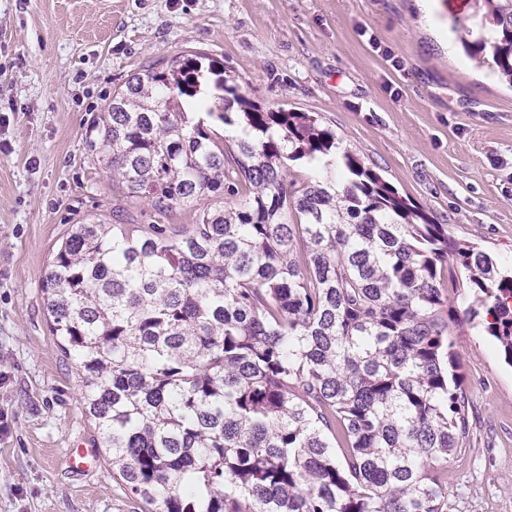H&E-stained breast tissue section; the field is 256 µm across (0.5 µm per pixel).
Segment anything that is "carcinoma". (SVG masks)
Wrapping results in <instances>:
<instances>
[{"label": "carcinoma", "instance_id": "obj_1", "mask_svg": "<svg viewBox=\"0 0 512 512\" xmlns=\"http://www.w3.org/2000/svg\"><path fill=\"white\" fill-rule=\"evenodd\" d=\"M479 2L490 28L461 43L512 85V0ZM210 73L221 140L188 111L193 57L112 93V222L71 225L40 281L112 474L146 512H447L469 436L452 300L512 366V272L356 154L321 170L318 117ZM289 161L314 176L294 187ZM176 210L194 223H161Z\"/></svg>", "mask_w": 512, "mask_h": 512}]
</instances>
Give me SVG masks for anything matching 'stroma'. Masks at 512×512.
Here are the masks:
<instances>
[{
	"instance_id": "1",
	"label": "stroma",
	"mask_w": 512,
	"mask_h": 512,
	"mask_svg": "<svg viewBox=\"0 0 512 512\" xmlns=\"http://www.w3.org/2000/svg\"><path fill=\"white\" fill-rule=\"evenodd\" d=\"M437 0H0V512H142L100 470L77 367L58 348L39 283L71 224L112 219L92 142L114 90L201 54L266 109L316 112L451 236L512 261V87L477 68ZM467 293L453 306L470 437L450 457L448 512H512V367Z\"/></svg>"
}]
</instances>
